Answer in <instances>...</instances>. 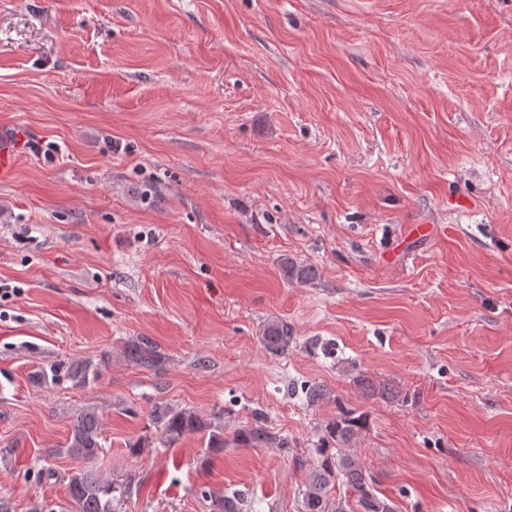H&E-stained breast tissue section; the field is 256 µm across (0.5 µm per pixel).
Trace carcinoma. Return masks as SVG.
Segmentation results:
<instances>
[{"instance_id":"carcinoma-1","label":"carcinoma","mask_w":512,"mask_h":512,"mask_svg":"<svg viewBox=\"0 0 512 512\" xmlns=\"http://www.w3.org/2000/svg\"><path fill=\"white\" fill-rule=\"evenodd\" d=\"M283 276L300 284H308L317 279V270L310 264L284 259ZM292 330L281 321H271L263 329L261 340L269 353L279 356L288 351L292 341ZM128 359L145 370H156L162 357L150 338L140 336L130 341L126 347ZM357 384L368 396L396 399L401 391L387 384L366 377L357 379ZM168 441L174 442L185 436L209 434L208 447H224V431L219 417L209 418L191 408H178L168 404H158L151 414ZM364 427L362 416L342 410L336 418L324 427L319 460L310 469L309 480L304 492L305 512H344L343 505H334L326 497L327 489L335 483H342L352 489L360 512H394L393 507L374 493L372 478L361 459L354 453L333 452L337 446L348 444L357 431ZM102 430L98 416L93 411L77 415L72 423L66 450L73 455L92 458L102 449ZM233 443L246 448H286L288 439L272 432L264 418L254 421L236 431ZM68 498L74 512H112V484L100 480L89 472H79L68 476Z\"/></svg>"}]
</instances>
